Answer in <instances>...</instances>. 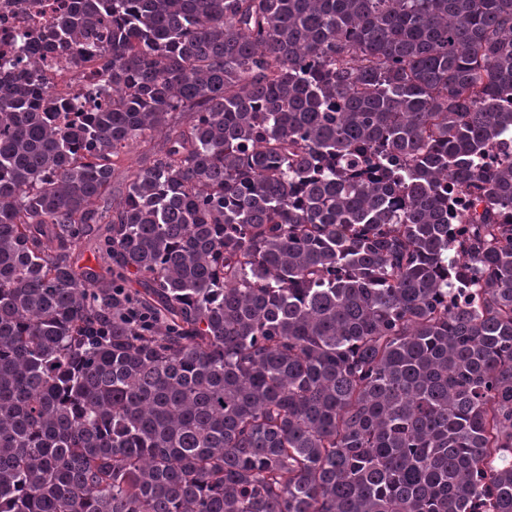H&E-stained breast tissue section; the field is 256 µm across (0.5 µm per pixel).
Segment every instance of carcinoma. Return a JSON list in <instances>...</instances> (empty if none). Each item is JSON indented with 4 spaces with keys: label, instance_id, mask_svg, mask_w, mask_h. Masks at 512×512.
<instances>
[{
    "label": "carcinoma",
    "instance_id": "cac0c4a2",
    "mask_svg": "<svg viewBox=\"0 0 512 512\" xmlns=\"http://www.w3.org/2000/svg\"><path fill=\"white\" fill-rule=\"evenodd\" d=\"M58 10L112 99L0 79V512H512V0Z\"/></svg>",
    "mask_w": 512,
    "mask_h": 512
}]
</instances>
